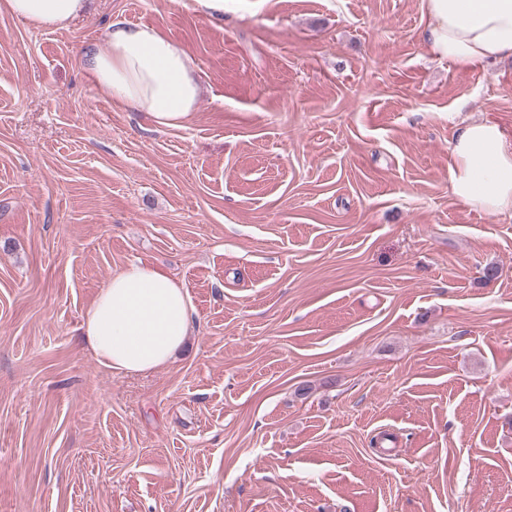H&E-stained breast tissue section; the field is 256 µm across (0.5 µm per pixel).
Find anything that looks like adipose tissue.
<instances>
[{"instance_id": "1", "label": "adipose tissue", "mask_w": 512, "mask_h": 512, "mask_svg": "<svg viewBox=\"0 0 512 512\" xmlns=\"http://www.w3.org/2000/svg\"><path fill=\"white\" fill-rule=\"evenodd\" d=\"M430 53L460 66L512 58V0H423ZM88 0H0V9L35 27L62 29ZM107 46L88 48L85 66L113 106L141 112L159 129L184 127L199 94L191 57L145 25L115 21ZM450 191L467 206L512 216V143L490 120H461L450 144ZM192 304L166 273L132 262L99 289L80 326L98 362L123 375L168 364L189 333Z\"/></svg>"}]
</instances>
